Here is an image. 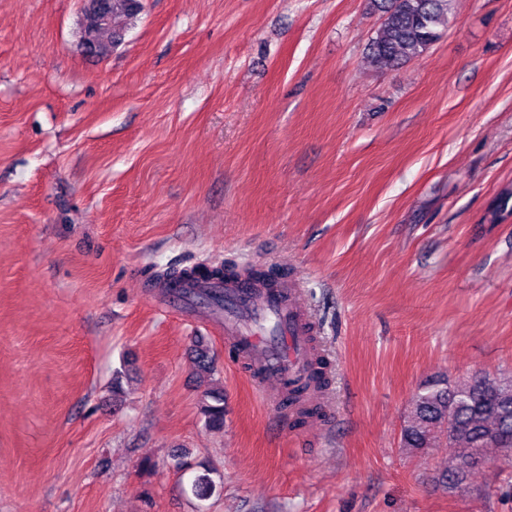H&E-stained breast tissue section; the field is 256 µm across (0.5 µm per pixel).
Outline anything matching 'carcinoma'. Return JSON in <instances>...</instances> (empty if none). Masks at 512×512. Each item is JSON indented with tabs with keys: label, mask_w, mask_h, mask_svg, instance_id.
I'll return each mask as SVG.
<instances>
[{
	"label": "carcinoma",
	"mask_w": 512,
	"mask_h": 512,
	"mask_svg": "<svg viewBox=\"0 0 512 512\" xmlns=\"http://www.w3.org/2000/svg\"><path fill=\"white\" fill-rule=\"evenodd\" d=\"M97 6L85 10L81 31L82 48L93 47L106 55L121 40L116 20L129 19L140 10L139 0H96ZM455 0H368L369 7L382 14V23L367 47V59L380 70L399 68L423 56L439 41L452 22ZM233 267L194 266L170 268L154 276L177 288H184L187 298L194 297L217 311L224 307V295L209 289L195 291L191 281L200 277L236 278ZM318 370L305 380L290 385L285 404L298 406V418L318 414V407L305 404L304 394L311 388L322 390L330 379L323 355L315 352ZM194 367L199 375H212L214 358L209 347L197 341ZM202 412L206 425L215 430L224 428V393L205 392ZM448 444V463L439 473V480L454 489L478 466L487 461V450L496 448L498 461L512 468V376L487 378L475 375L468 380L450 384L435 381L412 399V407L400 432V447L411 451L434 448L441 440ZM193 495L204 499L212 494L213 481L204 473L195 477Z\"/></svg>",
	"instance_id": "obj_1"
}]
</instances>
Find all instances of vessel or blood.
<instances>
[{"mask_svg": "<svg viewBox=\"0 0 512 512\" xmlns=\"http://www.w3.org/2000/svg\"><path fill=\"white\" fill-rule=\"evenodd\" d=\"M223 291L224 304L229 309L224 317V335L233 342L256 382L279 384L306 371L313 356L311 338L315 330L294 288H256L239 282L224 285ZM238 307L274 317L278 336L272 339L245 330L233 314Z\"/></svg>", "mask_w": 512, "mask_h": 512, "instance_id": "1", "label": "vessel or blood"}]
</instances>
